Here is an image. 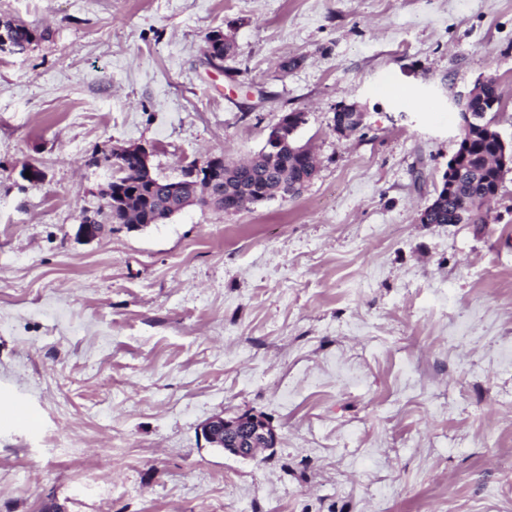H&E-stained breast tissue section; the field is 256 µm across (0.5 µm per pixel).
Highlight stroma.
<instances>
[{
	"instance_id": "obj_1",
	"label": "stroma",
	"mask_w": 512,
	"mask_h": 512,
	"mask_svg": "<svg viewBox=\"0 0 512 512\" xmlns=\"http://www.w3.org/2000/svg\"><path fill=\"white\" fill-rule=\"evenodd\" d=\"M5 20L44 37L0 50V512H512V168L488 223L418 221L477 80L512 144V0H0ZM342 102L361 130L336 133ZM293 110L319 160L299 196L77 238L97 153L141 144L178 179ZM246 411L279 432L267 459L200 434Z\"/></svg>"
}]
</instances>
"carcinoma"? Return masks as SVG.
I'll list each match as a JSON object with an SVG mask.
<instances>
[{
    "label": "carcinoma",
    "mask_w": 512,
    "mask_h": 512,
    "mask_svg": "<svg viewBox=\"0 0 512 512\" xmlns=\"http://www.w3.org/2000/svg\"><path fill=\"white\" fill-rule=\"evenodd\" d=\"M15 47L23 49L40 37L38 31L23 22H7L0 30ZM501 106L498 81L487 77L481 81L480 92L467 98L464 110L487 115L494 120ZM498 144L486 138L469 139L463 134L455 154L460 156L455 174L456 187L451 192L440 190L441 197L430 215L432 224H486L488 215L473 208V202L494 191L502 183L503 171L489 166V158ZM125 171L122 184L112 191V211L104 220L118 224L132 213L143 224L159 221L168 211L166 206L168 185L159 177L149 178L143 172L139 159L127 155L112 161ZM317 164L315 154L305 145L292 143V148L277 155L270 163L260 159L240 170L232 184L233 191L246 200L256 192L288 179L293 184L309 173Z\"/></svg>",
    "instance_id": "1"
}]
</instances>
